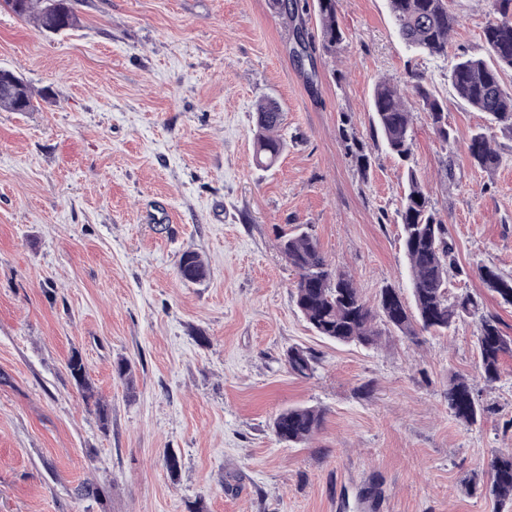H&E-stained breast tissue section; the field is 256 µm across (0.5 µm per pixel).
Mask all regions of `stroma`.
Masks as SVG:
<instances>
[{
  "label": "stroma",
  "mask_w": 512,
  "mask_h": 512,
  "mask_svg": "<svg viewBox=\"0 0 512 512\" xmlns=\"http://www.w3.org/2000/svg\"><path fill=\"white\" fill-rule=\"evenodd\" d=\"M73 6L76 24L56 34L0 9V69L39 103L0 109V512H512L464 488L512 450V357L486 386L469 320L416 343L326 340L298 311L279 251L282 231L302 226L368 303L387 286L410 297L396 211L415 168L471 271L449 288L483 295L512 335V307L473 273L512 275V137L495 133V171L474 166L466 143L487 116L448 81L451 56L486 54L487 0H454L441 58L406 48L387 0H339L341 49L303 62L269 0ZM412 72L447 101L453 154L420 109L412 162L374 147V85ZM266 96L288 147L263 171L253 141ZM187 250L205 281L178 276ZM292 346L317 357L312 377L289 372ZM75 351L108 425L69 374ZM120 358L133 385L114 374ZM454 375L492 407L481 424L450 416ZM292 406L324 414L297 448L272 432Z\"/></svg>",
  "instance_id": "obj_1"
}]
</instances>
